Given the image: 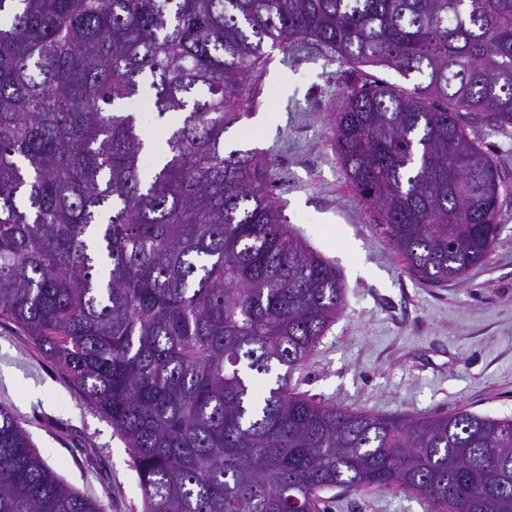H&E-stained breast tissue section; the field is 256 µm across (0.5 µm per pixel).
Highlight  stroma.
I'll return each instance as SVG.
<instances>
[{"instance_id": "stroma-1", "label": "stroma", "mask_w": 512, "mask_h": 512, "mask_svg": "<svg viewBox=\"0 0 512 512\" xmlns=\"http://www.w3.org/2000/svg\"><path fill=\"white\" fill-rule=\"evenodd\" d=\"M248 81L250 117L227 144L258 148L289 230L334 265L343 309L293 377L297 391L339 408L389 417L466 409L512 416V139L473 124L510 192L488 260L458 282L408 274L349 185L332 140L346 90L415 81L354 66L313 40L268 50ZM0 404L9 406L52 470L108 512H142L123 438L67 376L14 326L0 325ZM325 512H426L417 495L324 492Z\"/></svg>"}]
</instances>
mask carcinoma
Listing matches in <instances>:
<instances>
[{
	"label": "carcinoma",
	"instance_id": "carcinoma-1",
	"mask_svg": "<svg viewBox=\"0 0 512 512\" xmlns=\"http://www.w3.org/2000/svg\"><path fill=\"white\" fill-rule=\"evenodd\" d=\"M294 39L418 80L350 91L338 157L416 279L485 262L502 178L468 118L512 138V0H0V324L123 437L142 512H323L334 488L512 512V417L391 418L291 386L341 282L225 133L266 42ZM135 97L177 117L147 182L114 109ZM0 512H106L4 405Z\"/></svg>",
	"mask_w": 512,
	"mask_h": 512
}]
</instances>
